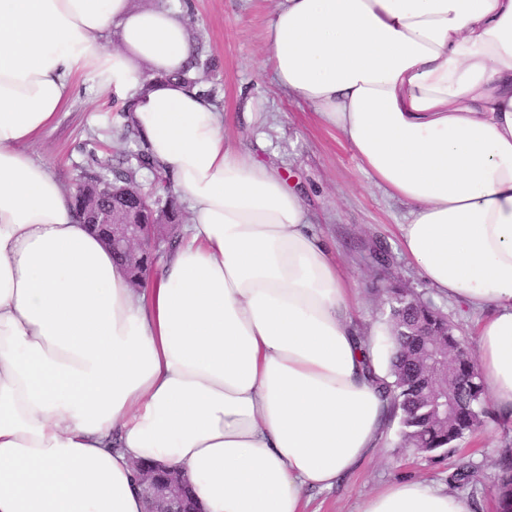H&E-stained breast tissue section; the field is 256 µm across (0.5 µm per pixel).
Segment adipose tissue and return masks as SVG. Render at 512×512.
<instances>
[{
    "label": "adipose tissue",
    "mask_w": 512,
    "mask_h": 512,
    "mask_svg": "<svg viewBox=\"0 0 512 512\" xmlns=\"http://www.w3.org/2000/svg\"><path fill=\"white\" fill-rule=\"evenodd\" d=\"M266 39L278 85L406 205L403 254L479 313L482 389L512 426V0H281ZM191 55L167 9L0 0V512H144L137 462L203 512H305L378 444L387 354L363 339L383 328L354 319L303 196L181 79ZM82 71L191 213L137 284L31 152ZM361 512L471 503L408 480Z\"/></svg>",
    "instance_id": "1"
}]
</instances>
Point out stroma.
I'll use <instances>...</instances> for the list:
<instances>
[{"mask_svg": "<svg viewBox=\"0 0 512 512\" xmlns=\"http://www.w3.org/2000/svg\"><path fill=\"white\" fill-rule=\"evenodd\" d=\"M133 5L161 6L186 17L189 40L200 60L192 76L200 89L214 90L225 135L303 193L315 233L333 246L352 283L355 317L368 324L386 318L379 270L371 259L373 248L382 245L389 253L391 279L430 300L462 335L474 338L477 314L441 297L401 254L396 225L403 206L372 185L347 142L319 126L312 107L290 97L270 68L262 67L269 55L266 30L279 0H133ZM72 86L69 102L31 148L69 191L87 164L86 142H98L102 158L124 149L114 134L123 123V101L86 72L74 76ZM458 448V453L442 456L414 454L401 447L398 425L388 423L378 448L355 471L333 488L306 490L307 512H360L368 494L398 480L421 478L447 490L448 475L461 453L480 467L479 482L465 489L464 497L480 512H499L496 461L504 449L512 448V427L501 426L494 413H487L483 427L466 435Z\"/></svg>", "mask_w": 512, "mask_h": 512, "instance_id": "35a3bbf8", "label": "stroma"}]
</instances>
